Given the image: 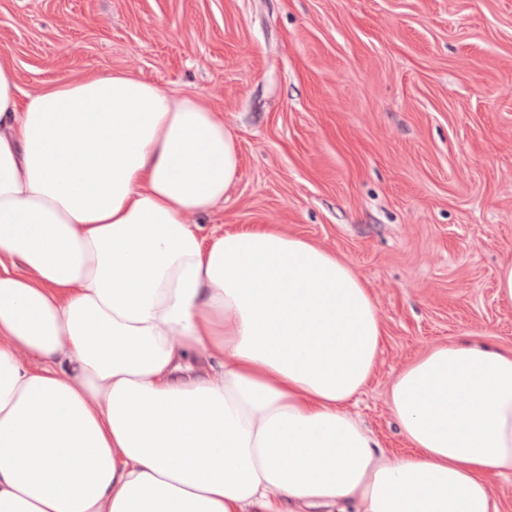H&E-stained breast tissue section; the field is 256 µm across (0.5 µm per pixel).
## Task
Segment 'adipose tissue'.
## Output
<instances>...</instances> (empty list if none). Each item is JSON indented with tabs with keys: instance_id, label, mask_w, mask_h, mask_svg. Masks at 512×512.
Here are the masks:
<instances>
[{
	"instance_id": "1",
	"label": "adipose tissue",
	"mask_w": 512,
	"mask_h": 512,
	"mask_svg": "<svg viewBox=\"0 0 512 512\" xmlns=\"http://www.w3.org/2000/svg\"><path fill=\"white\" fill-rule=\"evenodd\" d=\"M240 157L223 118L122 71L22 93L0 60V512H504L512 346L393 379L413 449L347 409L384 327L336 255L203 237Z\"/></svg>"
}]
</instances>
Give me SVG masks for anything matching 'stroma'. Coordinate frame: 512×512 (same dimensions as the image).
Listing matches in <instances>:
<instances>
[{
    "label": "stroma",
    "mask_w": 512,
    "mask_h": 512,
    "mask_svg": "<svg viewBox=\"0 0 512 512\" xmlns=\"http://www.w3.org/2000/svg\"><path fill=\"white\" fill-rule=\"evenodd\" d=\"M26 93L121 70L221 112L240 169L203 236L266 224L364 280L385 337L349 406L392 457L396 374L512 346V0H0Z\"/></svg>",
    "instance_id": "obj_1"
}]
</instances>
